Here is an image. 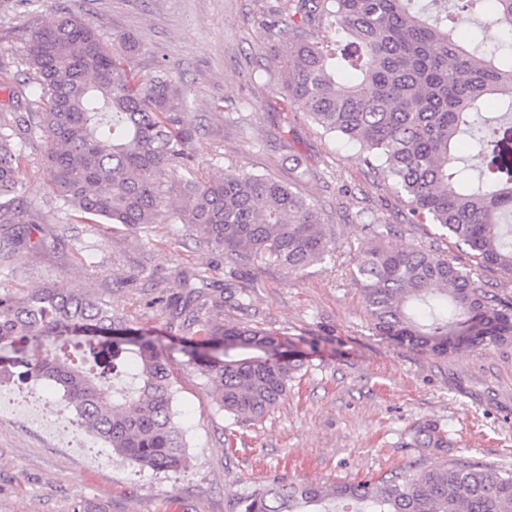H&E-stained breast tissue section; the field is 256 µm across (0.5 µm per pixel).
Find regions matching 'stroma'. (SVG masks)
Wrapping results in <instances>:
<instances>
[{"instance_id": "1", "label": "stroma", "mask_w": 512, "mask_h": 512, "mask_svg": "<svg viewBox=\"0 0 512 512\" xmlns=\"http://www.w3.org/2000/svg\"><path fill=\"white\" fill-rule=\"evenodd\" d=\"M288 0H0V116L15 111L24 78L19 57L33 24L64 11L93 22L107 39L133 33L137 67L180 76L204 135L199 176L243 166L295 185L322 214L336 253L305 275L275 263H236L200 244L182 224L133 234L108 224L70 223L78 250L22 254L0 270V287L49 279L108 302L127 324L169 335L155 297L181 293L176 269L207 271L215 287H249L247 318L287 332L309 367L273 413L224 444L227 421L206 380L172 352L175 412L190 462L177 472L139 469L113 456L94 434L55 440L0 406V512H236L237 497L280 476L296 483L351 481L418 463L403 447L415 423L433 421L460 454L512 467V342L465 348L448 357L400 347L376 335L350 277V250L366 235L355 216L390 214L403 247L434 244L470 259L439 225L405 223L394 187L358 147L324 135L301 110L284 109L280 63L262 21Z\"/></svg>"}]
</instances>
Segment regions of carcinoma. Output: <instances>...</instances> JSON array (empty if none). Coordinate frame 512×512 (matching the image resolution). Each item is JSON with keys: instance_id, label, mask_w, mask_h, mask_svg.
<instances>
[{"instance_id": "carcinoma-1", "label": "carcinoma", "mask_w": 512, "mask_h": 512, "mask_svg": "<svg viewBox=\"0 0 512 512\" xmlns=\"http://www.w3.org/2000/svg\"><path fill=\"white\" fill-rule=\"evenodd\" d=\"M469 24L512 32V0H294L269 35L281 58V97L325 133L357 145L364 161L405 196V222L428 221L463 244L466 269L448 252L394 242L397 226L358 214L367 243L351 256L372 329L398 346L446 356L512 341V297L475 277L512 280V47L461 43ZM127 33L109 44L91 22L66 12L28 34L16 99L37 93L39 112L0 117V266L43 245L53 220L119 224L140 233L168 217L211 250L242 262L270 259L300 275L336 250L316 205L243 167L218 179H185L201 127L180 81L135 68ZM495 95L508 110L483 115ZM465 137L488 158L477 172L455 151ZM40 142L46 194L29 199L16 172ZM187 291L161 304L186 338L181 351L206 379L235 428L262 421L307 368L286 334L247 321L249 291L180 272ZM0 377L48 380L73 425L129 464L175 471L188 460L176 420V379L159 338L123 323L104 300L48 280L0 289ZM426 466L354 482L297 484L279 478L237 498V512H512V469L448 453L452 441L425 421L407 433Z\"/></svg>"}]
</instances>
